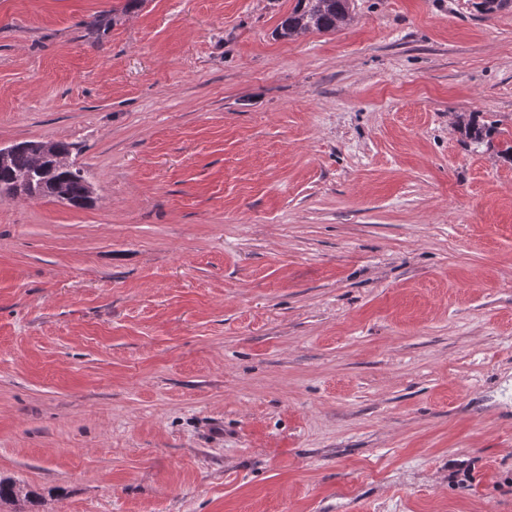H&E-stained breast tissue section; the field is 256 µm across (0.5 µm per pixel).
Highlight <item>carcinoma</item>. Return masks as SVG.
Listing matches in <instances>:
<instances>
[{
  "label": "carcinoma",
  "mask_w": 512,
  "mask_h": 512,
  "mask_svg": "<svg viewBox=\"0 0 512 512\" xmlns=\"http://www.w3.org/2000/svg\"><path fill=\"white\" fill-rule=\"evenodd\" d=\"M512 5V0H477L474 7L490 15ZM350 20L349 0H295V5L281 21L279 34L292 38L307 33L335 32ZM460 134L473 144L481 145L497 133L495 123L480 118L478 112L457 115ZM49 151L39 156L32 147L18 150L4 167L0 166V188L6 190L19 180L30 185L29 197L52 198L62 192L76 207L82 206L88 193L89 180L80 170L68 166L62 159L70 156L73 144L63 141H39ZM27 501L13 479L0 478V502Z\"/></svg>",
  "instance_id": "obj_1"
}]
</instances>
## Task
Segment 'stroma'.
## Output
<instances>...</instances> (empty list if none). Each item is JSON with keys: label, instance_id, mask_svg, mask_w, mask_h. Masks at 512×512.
Listing matches in <instances>:
<instances>
[{"label": "stroma", "instance_id": "1", "mask_svg": "<svg viewBox=\"0 0 512 512\" xmlns=\"http://www.w3.org/2000/svg\"><path fill=\"white\" fill-rule=\"evenodd\" d=\"M0 0V475L36 512H512V7ZM349 0H295L281 21L279 34L292 38L307 33L336 32L350 20ZM478 112H461L457 115V126L460 134L473 144L481 145L491 141L498 133L493 121L480 120ZM20 144L48 145L50 149L41 157L37 156V150L32 147L17 150L16 145L0 146V188L7 190L19 180H27L31 188L25 196L9 193L5 196L53 198L57 193L62 192L68 196L75 207H81L89 190L87 175L81 174L77 169L79 165L75 162L72 163L75 168L62 162V159L70 156L73 144L63 141H26ZM16 150L11 159V155ZM5 164L8 165L1 166ZM10 190L19 194L21 188L16 186Z\"/></svg>", "mask_w": 512, "mask_h": 512}]
</instances>
